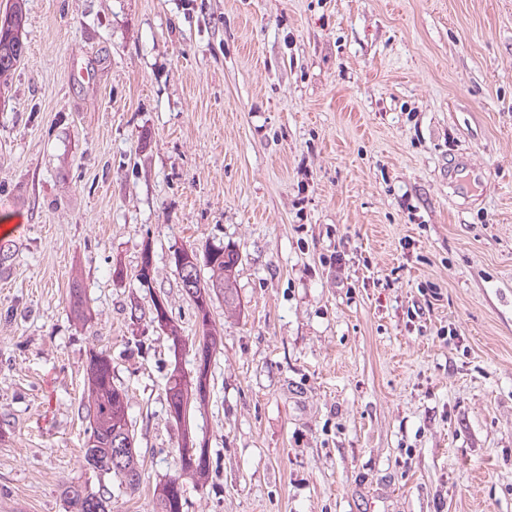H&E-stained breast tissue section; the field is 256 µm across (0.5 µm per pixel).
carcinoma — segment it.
<instances>
[{
    "label": "carcinoma",
    "instance_id": "cac0c4a2",
    "mask_svg": "<svg viewBox=\"0 0 512 512\" xmlns=\"http://www.w3.org/2000/svg\"><path fill=\"white\" fill-rule=\"evenodd\" d=\"M23 0H13V28L0 29V84L6 85L24 52L22 39ZM171 263L179 273V284L196 309L199 336L191 342L194 350L193 375H187L179 365L167 374L166 411L180 429L177 443L181 461L180 474L171 475L156 486L149 500L150 512H184L186 489L184 478L205 483L209 477L207 442L198 436L193 419L195 412L206 403L210 387L209 370L214 354L223 346L221 330L212 318L213 301L224 299V305L236 304L235 271L239 253L221 244L208 245L203 251L194 247L175 249ZM209 270L208 278L187 283L186 276L199 266ZM149 323L165 332L173 351L186 345L181 327L169 316L164 298L151 299ZM69 307L76 320H87L80 282L73 281ZM87 401L83 404L87 421L85 462L89 469L102 475L120 478L131 494L139 492L143 482V465L135 447V433L128 413V396L112 382V359L103 349L89 352L85 367ZM71 512H111V491L105 485L91 490L72 484L66 490Z\"/></svg>",
    "mask_w": 512,
    "mask_h": 512
}]
</instances>
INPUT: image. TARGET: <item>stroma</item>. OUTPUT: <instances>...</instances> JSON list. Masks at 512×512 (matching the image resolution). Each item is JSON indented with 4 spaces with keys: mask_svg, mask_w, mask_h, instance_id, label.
<instances>
[{
    "mask_svg": "<svg viewBox=\"0 0 512 512\" xmlns=\"http://www.w3.org/2000/svg\"><path fill=\"white\" fill-rule=\"evenodd\" d=\"M23 39L0 93V214L23 217L0 512H68L72 483L145 512L179 472L165 383L193 352L130 302L163 295L196 336L170 255L207 244L239 253V305L213 303L186 512H512V0H27ZM461 153L480 180L452 190ZM94 347L128 393L133 499L82 465Z\"/></svg>",
    "mask_w": 512,
    "mask_h": 512,
    "instance_id": "obj_1",
    "label": "stroma"
}]
</instances>
